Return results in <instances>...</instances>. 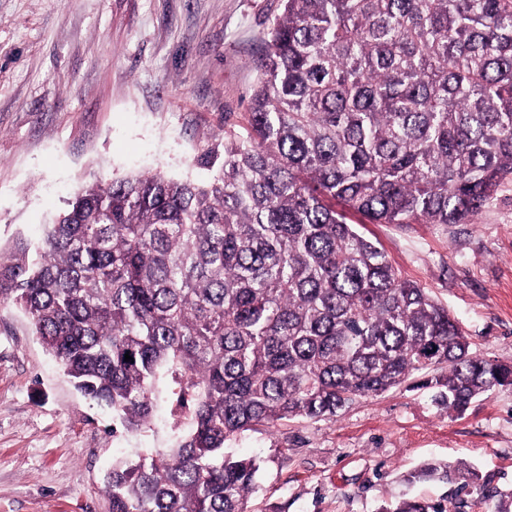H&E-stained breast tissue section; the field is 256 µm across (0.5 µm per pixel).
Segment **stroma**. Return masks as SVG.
Listing matches in <instances>:
<instances>
[{"label":"stroma","mask_w":512,"mask_h":512,"mask_svg":"<svg viewBox=\"0 0 512 512\" xmlns=\"http://www.w3.org/2000/svg\"><path fill=\"white\" fill-rule=\"evenodd\" d=\"M282 0H0V247L37 240L97 180L161 169L203 179L194 158L243 122L262 39ZM403 278L459 321L477 354L512 366V181L468 224H366ZM405 384L331 420L261 425L229 443L260 469L248 512H377L405 497L455 496L493 512L512 490V387L463 414ZM169 409L148 432L113 429L24 315L0 313V512H108L116 456L164 448ZM466 463L479 490L407 483L429 463Z\"/></svg>","instance_id":"35a3bbf8"}]
</instances>
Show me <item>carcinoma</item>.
Returning a JSON list of instances; mask_svg holds the SVG:
<instances>
[{
  "instance_id": "carcinoma-1",
  "label": "carcinoma",
  "mask_w": 512,
  "mask_h": 512,
  "mask_svg": "<svg viewBox=\"0 0 512 512\" xmlns=\"http://www.w3.org/2000/svg\"><path fill=\"white\" fill-rule=\"evenodd\" d=\"M282 2L246 122L195 160L208 180L95 182L36 257L0 252V309L28 316L77 391L136 432L167 397L174 444L113 460L109 512H246L259 466L228 442L416 373L440 371L421 385L457 414L512 386L351 220L466 224L512 179V0Z\"/></svg>"
}]
</instances>
